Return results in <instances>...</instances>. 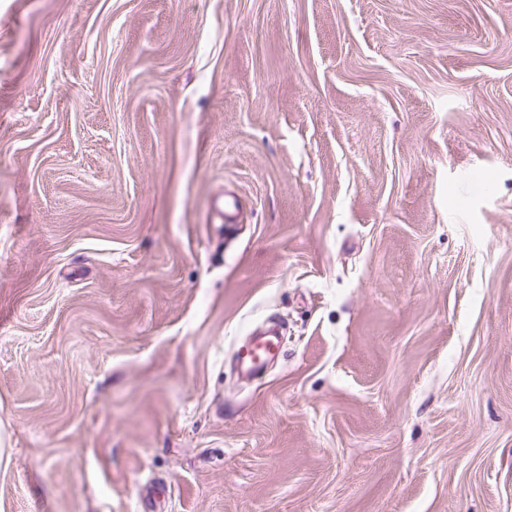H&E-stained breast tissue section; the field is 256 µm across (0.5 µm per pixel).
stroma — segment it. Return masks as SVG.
<instances>
[{
	"label": "stroma",
	"instance_id": "stroma-1",
	"mask_svg": "<svg viewBox=\"0 0 512 512\" xmlns=\"http://www.w3.org/2000/svg\"><path fill=\"white\" fill-rule=\"evenodd\" d=\"M0 512H512V0H0ZM277 336L258 337L251 343L239 348L238 358L243 371L257 374L264 370L269 360L279 356L281 344Z\"/></svg>",
	"mask_w": 512,
	"mask_h": 512
}]
</instances>
